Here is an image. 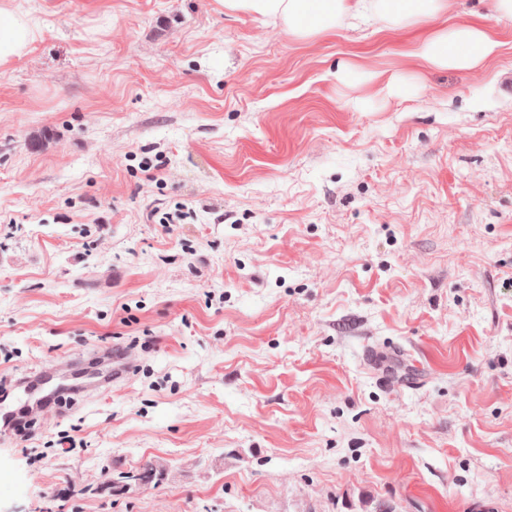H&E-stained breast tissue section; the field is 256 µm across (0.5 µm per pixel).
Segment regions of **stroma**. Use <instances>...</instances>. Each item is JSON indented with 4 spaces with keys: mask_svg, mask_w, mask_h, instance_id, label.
I'll use <instances>...</instances> for the list:
<instances>
[{
    "mask_svg": "<svg viewBox=\"0 0 512 512\" xmlns=\"http://www.w3.org/2000/svg\"><path fill=\"white\" fill-rule=\"evenodd\" d=\"M0 5L37 23L0 66V395L135 353L0 432V512H512V20L458 71L216 0ZM88 362L93 363L97 370L96 375L92 377L80 375L78 366L70 360L61 361L54 367L40 371L34 376L40 378L41 386H50L58 381L59 383L52 388V392L67 391L80 395L88 391H100L128 379L133 367V356L125 347L113 345L112 349L104 348L96 352ZM71 380L75 382L64 384Z\"/></svg>",
    "mask_w": 512,
    "mask_h": 512,
    "instance_id": "stroma-1",
    "label": "stroma"
}]
</instances>
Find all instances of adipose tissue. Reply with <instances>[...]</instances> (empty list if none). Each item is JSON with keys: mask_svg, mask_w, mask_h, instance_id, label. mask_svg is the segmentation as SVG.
I'll return each mask as SVG.
<instances>
[{"mask_svg": "<svg viewBox=\"0 0 512 512\" xmlns=\"http://www.w3.org/2000/svg\"><path fill=\"white\" fill-rule=\"evenodd\" d=\"M230 11H246L265 20H282L293 38L306 40L334 33L347 18L378 21L383 30L414 34L409 51L421 66L473 70L497 55L502 43L483 22L461 20L434 27L452 13L455 0H218ZM36 24L0 7V65L20 56L32 42Z\"/></svg>", "mask_w": 512, "mask_h": 512, "instance_id": "obj_1", "label": "adipose tissue"}]
</instances>
